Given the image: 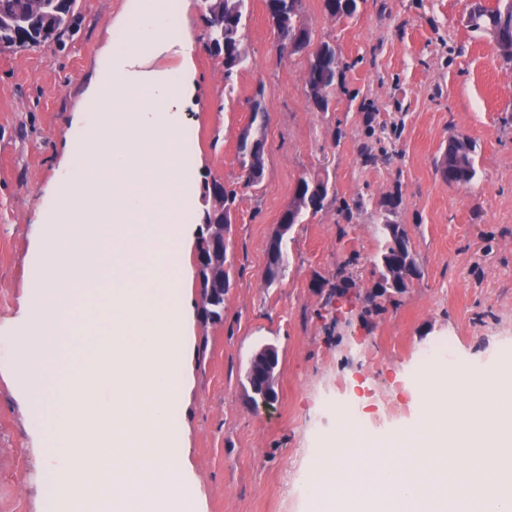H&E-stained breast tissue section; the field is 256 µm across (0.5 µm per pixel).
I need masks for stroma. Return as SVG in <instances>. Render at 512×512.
Wrapping results in <instances>:
<instances>
[{"mask_svg":"<svg viewBox=\"0 0 512 512\" xmlns=\"http://www.w3.org/2000/svg\"><path fill=\"white\" fill-rule=\"evenodd\" d=\"M126 0H76L74 23L51 47L0 50V512H51L32 433L14 397L9 331L26 295L29 250L72 121ZM468 0H361L349 18L303 0L314 41L336 49L339 84L328 111L305 85V54L274 50L265 0H246L247 64L225 81L203 46L199 0H182L194 37L197 99L187 189L217 180L236 190L230 286L222 321L192 317V388L174 404L184 461L205 512H302L292 489L315 441L336 428V402L373 427L410 419L408 380L424 355L485 361L512 343V61L467 26ZM264 85L265 174L244 187L237 152L248 100ZM468 137L477 175L449 186L439 166ZM326 174L331 196L286 240L289 265L265 281L267 247L294 187ZM402 225L418 276L406 293L366 302L379 271L383 220ZM279 353L277 398L254 405L244 387L253 354Z\"/></svg>","mask_w":512,"mask_h":512,"instance_id":"1","label":"stroma"}]
</instances>
